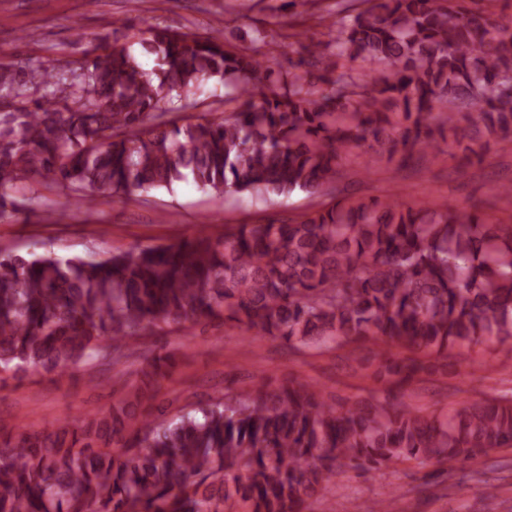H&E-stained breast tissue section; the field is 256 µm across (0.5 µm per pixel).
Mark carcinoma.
Here are the masks:
<instances>
[{"instance_id":"cac0c4a2","label":"carcinoma","mask_w":512,"mask_h":512,"mask_svg":"<svg viewBox=\"0 0 512 512\" xmlns=\"http://www.w3.org/2000/svg\"><path fill=\"white\" fill-rule=\"evenodd\" d=\"M491 0H375L330 23L333 55L383 74L335 73L317 44L277 84L268 32L225 48L168 27L106 35L79 76L41 64L0 68V94L42 100L0 112V220L13 195L49 181L95 195L193 180L216 199L274 200L337 189L345 161L385 154L399 167L450 138L465 159L512 140V23ZM217 78L238 107L221 118L166 116ZM224 318L303 345L367 338L427 356L481 339L512 351V224L452 205L337 200L300 221L238 224L215 239L135 247L109 258L0 254V387L28 373L68 375L122 354L162 326ZM173 365L147 360L137 384L94 415L32 431L0 426V512H301L343 468L448 464L512 446V400L484 398L440 418L389 401L336 408L317 387L229 395L174 419L143 405ZM418 359L379 354L375 378L407 383ZM225 471L231 478L219 476Z\"/></svg>"}]
</instances>
